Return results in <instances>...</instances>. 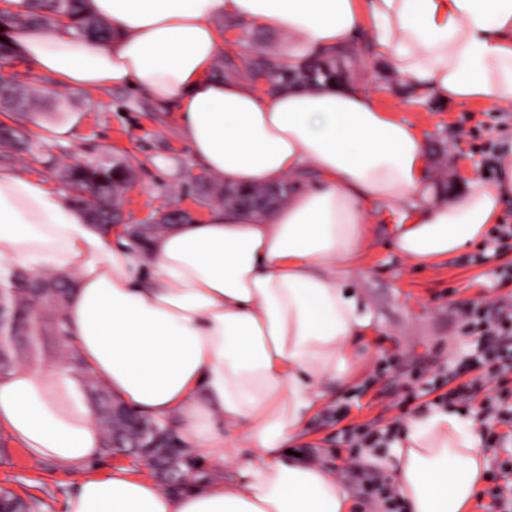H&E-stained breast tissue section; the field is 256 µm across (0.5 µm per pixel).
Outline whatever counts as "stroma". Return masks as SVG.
Segmentation results:
<instances>
[{"label":"stroma","instance_id":"35a3bbf8","mask_svg":"<svg viewBox=\"0 0 512 512\" xmlns=\"http://www.w3.org/2000/svg\"><path fill=\"white\" fill-rule=\"evenodd\" d=\"M336 68L345 80L366 89L391 116L421 131L431 159L430 176L443 198H451L474 172L485 183L498 181L496 158L503 145L512 142V108L443 102L408 89L384 67L368 33L355 40ZM36 85L44 99L42 110L34 119L21 118L14 124L36 138L30 150L12 152L0 159V166L43 179L52 191L71 201L76 193L63 185L61 171L107 154L130 156L135 178L117 200L124 226L145 223L159 210L186 209L193 218H204L213 204L214 186L193 182L200 168L178 134L170 107L147 91L126 87L64 90L43 76ZM397 221V214L387 215L378 244L365 255L354 279L372 313L367 356L345 384L329 390L293 445L307 457L344 470L361 512H383L381 501L366 493L364 481L369 476L385 480L392 453L387 448L337 444L338 427L353 428L373 420L386 426L403 418L398 401L404 382L430 378L470 343L462 314L466 307L480 305L492 318L512 314V280L494 272L495 267L512 265V251L493 262L475 264L473 256L485 246L480 240L435 264L419 266L390 245V226ZM336 407L344 413L339 423L325 416L326 410ZM368 455L380 464L365 474L355 463ZM487 460L488 478L468 512H485L490 490L512 480V442L488 449ZM118 468L135 476L154 474L135 459H115L106 453L84 466L35 461L0 426V488L34 497L37 512H62L66 497L85 478Z\"/></svg>","mask_w":512,"mask_h":512}]
</instances>
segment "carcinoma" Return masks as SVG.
Wrapping results in <instances>:
<instances>
[{
	"label": "carcinoma",
	"mask_w": 512,
	"mask_h": 512,
	"mask_svg": "<svg viewBox=\"0 0 512 512\" xmlns=\"http://www.w3.org/2000/svg\"><path fill=\"white\" fill-rule=\"evenodd\" d=\"M4 24L11 30L50 27L62 20L80 37L105 39L111 35L109 25L97 18L88 8V0H22L17 10L4 11ZM336 57H322L309 61L294 70L283 68L275 58L247 59L245 69L250 77L263 75L270 87L278 85L306 86L320 81L336 79L332 61ZM36 89L25 83H0V114L5 118L36 108ZM133 166L130 161H95L71 168L64 173L67 184L87 193L93 200L87 210L91 220L98 224L122 221L115 205L117 194L131 180ZM0 323L7 337L0 346V375L9 373L19 363L33 357L44 340L53 337L66 346L60 363L85 376L88 390L97 409L98 421L104 431L103 448L112 453L119 442L138 441L147 447V453L181 471L193 466V459L185 450L175 446L167 426L154 418L138 417L129 420L113 412L120 405L106 387L85 374V365L74 348L67 346L61 309L69 297L63 282L53 279L28 277L16 270L0 285ZM36 506L28 504L10 491L0 490V512H34Z\"/></svg>",
	"instance_id": "obj_1"
}]
</instances>
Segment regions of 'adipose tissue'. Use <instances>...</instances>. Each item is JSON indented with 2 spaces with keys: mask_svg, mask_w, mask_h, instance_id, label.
I'll return each mask as SVG.
<instances>
[{
  "mask_svg": "<svg viewBox=\"0 0 512 512\" xmlns=\"http://www.w3.org/2000/svg\"><path fill=\"white\" fill-rule=\"evenodd\" d=\"M105 40L58 24L14 34L56 85L142 87L179 114L210 179L248 190L287 178L266 215L219 205L145 245L107 234L44 180L0 167V281L28 270L71 281L66 329L89 372L140 413L172 422L221 482L175 495L117 470L92 476L64 512H354L337 472L288 454L327 390L363 360L369 308L352 287L380 216L393 249L430 265L481 240L512 195L472 179L440 202L423 138L343 81L271 92L212 63L222 18L276 27L293 69L371 32L405 86L457 103L512 107V0H89ZM0 425L38 461L86 464L103 432L83 379L58 364L0 377ZM389 482L407 512H466L486 478L480 428L451 409L403 426Z\"/></svg>",
  "mask_w": 512,
  "mask_h": 512,
  "instance_id": "ef3b65f1",
  "label": "adipose tissue"
}]
</instances>
